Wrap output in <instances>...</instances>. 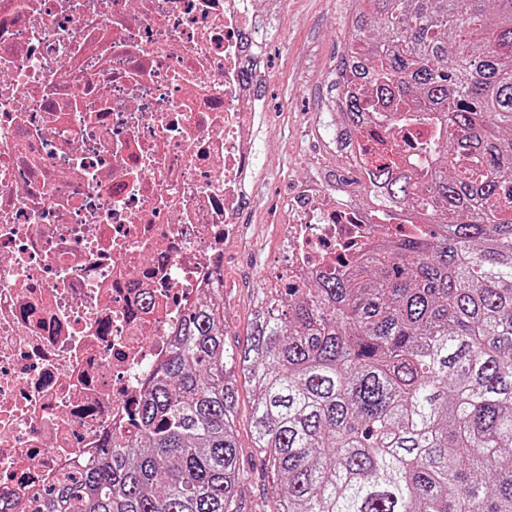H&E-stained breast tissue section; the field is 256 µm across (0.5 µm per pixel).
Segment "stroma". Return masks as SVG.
Returning <instances> with one entry per match:
<instances>
[{
  "label": "stroma",
  "mask_w": 512,
  "mask_h": 512,
  "mask_svg": "<svg viewBox=\"0 0 512 512\" xmlns=\"http://www.w3.org/2000/svg\"><path fill=\"white\" fill-rule=\"evenodd\" d=\"M344 0H284L279 33L266 59L268 140L258 143L259 178L246 210L240 237L225 247L227 288L224 323L228 344L246 345L253 302L276 252L285 188L303 169L319 161L315 118L325 95L323 71L347 33ZM255 394L240 384L236 428L245 471L238 487L241 512H263L270 494L251 434Z\"/></svg>",
  "instance_id": "obj_1"
}]
</instances>
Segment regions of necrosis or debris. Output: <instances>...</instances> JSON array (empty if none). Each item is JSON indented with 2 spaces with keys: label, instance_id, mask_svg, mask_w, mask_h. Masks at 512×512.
I'll use <instances>...</instances> for the list:
<instances>
[{
  "label": "necrosis or debris",
  "instance_id": "obj_1",
  "mask_svg": "<svg viewBox=\"0 0 512 512\" xmlns=\"http://www.w3.org/2000/svg\"><path fill=\"white\" fill-rule=\"evenodd\" d=\"M282 0H0V504L136 432L144 379L218 282L254 197L266 47L242 34ZM253 84L241 81L244 68ZM432 125L370 113L343 159L287 194L265 277L280 294L352 266L418 221L367 196L379 156L418 173Z\"/></svg>",
  "mask_w": 512,
  "mask_h": 512
}]
</instances>
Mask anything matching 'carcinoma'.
I'll use <instances>...</instances> for the list:
<instances>
[{"mask_svg":"<svg viewBox=\"0 0 512 512\" xmlns=\"http://www.w3.org/2000/svg\"><path fill=\"white\" fill-rule=\"evenodd\" d=\"M332 56L443 130L420 175L374 173L427 223L347 271L256 302L241 349L224 289L189 309L135 409L137 432L44 492L43 512H238V382L255 392L264 512H512V0H350Z\"/></svg>","mask_w":512,"mask_h":512,"instance_id":"carcinoma-1","label":"carcinoma"}]
</instances>
